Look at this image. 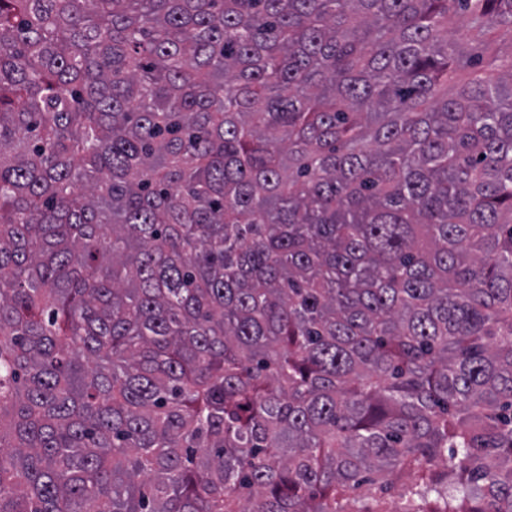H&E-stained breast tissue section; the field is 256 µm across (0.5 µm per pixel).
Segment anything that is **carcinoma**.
Instances as JSON below:
<instances>
[{
  "label": "carcinoma",
  "instance_id": "1",
  "mask_svg": "<svg viewBox=\"0 0 512 512\" xmlns=\"http://www.w3.org/2000/svg\"><path fill=\"white\" fill-rule=\"evenodd\" d=\"M0 512H512V0H0Z\"/></svg>",
  "mask_w": 512,
  "mask_h": 512
}]
</instances>
